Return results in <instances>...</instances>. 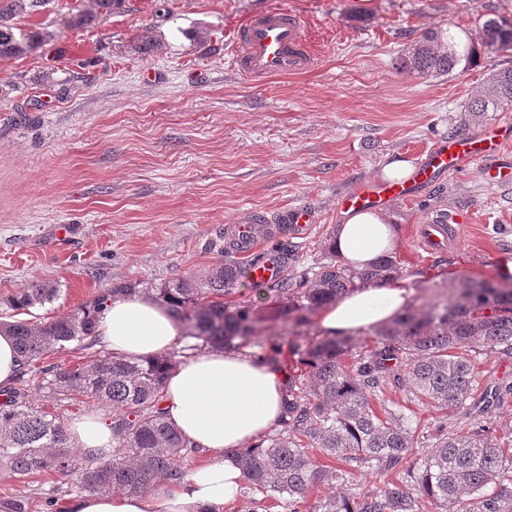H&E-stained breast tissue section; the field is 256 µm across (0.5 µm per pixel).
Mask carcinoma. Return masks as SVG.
Here are the masks:
<instances>
[{"label":"carcinoma","instance_id":"carcinoma-1","mask_svg":"<svg viewBox=\"0 0 512 512\" xmlns=\"http://www.w3.org/2000/svg\"><path fill=\"white\" fill-rule=\"evenodd\" d=\"M48 0H0V60L26 55L44 41L38 31L17 30L15 17ZM126 0H94V8L73 14L71 25H94L125 8ZM483 48H512V19L489 18L479 40H463L448 30L430 29L401 57L400 66L420 76L470 67ZM512 105V69L500 70L473 97L474 117ZM398 272L395 257L384 254L369 268L351 270L336 255L296 278L283 275L265 285L285 300L289 344L300 374L288 382L282 429L258 444L237 449L241 490L262 508L281 501L288 512H512V432L497 439L478 418L465 431L447 421L435 428L436 443L418 455L429 434L400 411L375 398L394 382L405 398L441 411L458 410L477 384L475 360L483 354L512 357V286L491 280L461 279L449 297L419 307L408 305L389 322L373 327L372 337L354 334L305 340L313 315L357 287ZM243 277L227 262L205 277H182L158 288H128L164 305L196 340L194 348L240 351L260 344L265 327L241 304L224 296ZM57 289L35 283L15 299L28 309L51 302ZM103 304L80 309L45 324L0 323L13 337L20 368L16 386L0 390V462L26 477L52 467L76 475L74 489L92 495L141 494L177 483L200 451L172 426L161 408L166 375L176 355L135 362L110 353L78 365H41L65 343L88 349L96 344ZM36 384L48 391L50 409L25 401ZM90 399L112 414V455L91 453L77 459L62 413ZM388 477L376 488L357 477ZM320 496L313 504L309 496Z\"/></svg>","mask_w":512,"mask_h":512}]
</instances>
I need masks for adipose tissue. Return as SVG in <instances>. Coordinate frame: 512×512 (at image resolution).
<instances>
[{
  "label": "adipose tissue",
  "instance_id": "1",
  "mask_svg": "<svg viewBox=\"0 0 512 512\" xmlns=\"http://www.w3.org/2000/svg\"><path fill=\"white\" fill-rule=\"evenodd\" d=\"M397 238L388 212L358 210L343 213L330 243L346 267L361 271L392 252ZM406 304L400 282L388 279L324 307L318 325L330 335L353 332L390 320ZM97 333L116 355L145 361L167 352L183 331L164 307L133 295L105 305ZM285 381L274 366L231 351L209 350L184 360L169 374L161 406L182 436L209 455V462L151 494L77 497L68 512H224L225 505L238 500L243 482L233 451L280 425ZM69 433L81 451L112 452V433L95 415L75 420Z\"/></svg>",
  "mask_w": 512,
  "mask_h": 512
}]
</instances>
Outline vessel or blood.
I'll return each instance as SVG.
<instances>
[{
    "instance_id": "1",
    "label": "vessel or blood",
    "mask_w": 512,
    "mask_h": 512,
    "mask_svg": "<svg viewBox=\"0 0 512 512\" xmlns=\"http://www.w3.org/2000/svg\"><path fill=\"white\" fill-rule=\"evenodd\" d=\"M230 65L245 79L260 83L273 76H287L313 67L316 55L306 34L305 22L282 7L252 14L233 32ZM512 150V115H505L479 132L443 139L418 159L411 176L404 181L365 182L341 195L338 211L382 208L394 200L414 198L421 189L442 176L467 167L495 185L512 183V166L501 158ZM313 211L297 207L287 211L285 220L295 237L306 236L314 222ZM468 216L460 211H440L421 224L416 239L418 248L428 254L447 250L456 241ZM233 234L242 253L248 254L268 237L263 224H237Z\"/></svg>"
}]
</instances>
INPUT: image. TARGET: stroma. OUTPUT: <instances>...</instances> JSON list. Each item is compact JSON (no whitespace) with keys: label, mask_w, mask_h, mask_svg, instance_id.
I'll use <instances>...</instances> for the list:
<instances>
[{"label":"stroma","mask_w":512,"mask_h":512,"mask_svg":"<svg viewBox=\"0 0 512 512\" xmlns=\"http://www.w3.org/2000/svg\"><path fill=\"white\" fill-rule=\"evenodd\" d=\"M93 0H49L18 27L47 38L0 61V322L44 324L116 288L205 277L248 256L232 225L309 207L316 222L288 271L321 262L340 217L338 196L382 166L431 148L460 123L491 122L466 107L512 49L418 76L397 60L429 29L477 37L512 0H130L95 26H71ZM284 6L303 16L314 69L254 85L229 66L230 37L249 15ZM472 221L445 256L415 245L442 210ZM407 289L442 299L460 279L500 280L512 262V186L476 169L448 174L390 205ZM35 282L56 299L18 310ZM70 476L46 468L18 479L0 468V512H67Z\"/></svg>","instance_id":"stroma-1"}]
</instances>
